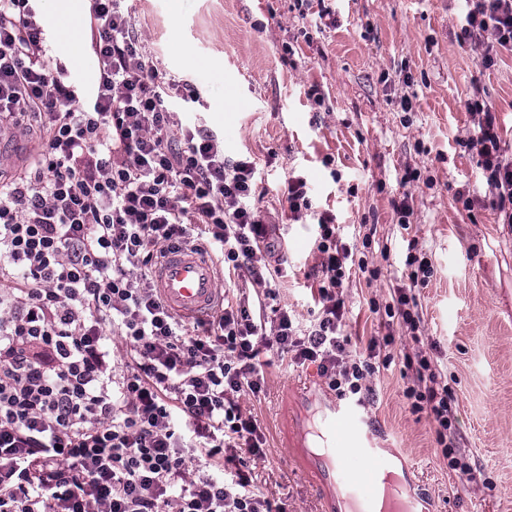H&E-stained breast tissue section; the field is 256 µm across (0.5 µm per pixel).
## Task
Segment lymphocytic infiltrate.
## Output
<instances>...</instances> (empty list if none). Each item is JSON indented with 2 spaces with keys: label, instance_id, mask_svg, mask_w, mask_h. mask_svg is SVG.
I'll return each mask as SVG.
<instances>
[{
  "label": "lymphocytic infiltrate",
  "instance_id": "obj_1",
  "mask_svg": "<svg viewBox=\"0 0 512 512\" xmlns=\"http://www.w3.org/2000/svg\"><path fill=\"white\" fill-rule=\"evenodd\" d=\"M37 0H0V131L37 118L33 156L0 182V512H273L251 464L266 438L238 397L264 384L276 345L317 364L339 398L374 374L391 337L351 358L339 290L352 251L329 214L315 246L322 315L299 333L287 309L221 304L203 333L160 296L153 269L200 241L269 291L267 228L250 200L256 166L168 108L177 85L147 50L124 0H94L86 25L99 64L91 107L77 105L48 56ZM457 37L482 68L512 51V0H466ZM465 108L492 205L512 224V157L480 90ZM131 360L117 367L113 336ZM411 407L446 442L451 394L428 359L405 357Z\"/></svg>",
  "mask_w": 512,
  "mask_h": 512
}]
</instances>
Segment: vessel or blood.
<instances>
[{
	"label": "vessel or blood",
	"instance_id": "1",
	"mask_svg": "<svg viewBox=\"0 0 512 512\" xmlns=\"http://www.w3.org/2000/svg\"><path fill=\"white\" fill-rule=\"evenodd\" d=\"M154 279L166 304L187 320L207 316L222 300L214 263L196 251H168L157 265ZM292 393L301 404L318 407L317 419L292 413L286 417V426L291 447H304L306 438L312 436L324 443V453L303 459L324 488L322 512H336V497L340 494L345 495L350 512H376L374 479L365 478L351 465L356 458H380L367 419L353 403L318 400L310 382H299Z\"/></svg>",
	"mask_w": 512,
	"mask_h": 512
}]
</instances>
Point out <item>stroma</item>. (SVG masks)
<instances>
[{
  "label": "stroma",
  "instance_id": "1",
  "mask_svg": "<svg viewBox=\"0 0 512 512\" xmlns=\"http://www.w3.org/2000/svg\"><path fill=\"white\" fill-rule=\"evenodd\" d=\"M147 48L172 78L186 84V124L235 133L227 158L246 155L258 171L252 204L284 268L277 303L300 327L319 313L320 213L335 216L343 242L364 261L343 283L344 334L356 350L371 337H393L394 361L368 377L361 410L383 454L400 464L421 512H512V224L501 223L485 195L479 156L469 143L463 102L480 85L512 155V53L489 70L457 39L461 0H334L336 22L316 28L296 0H130ZM49 54L80 106L92 103L99 70L84 45L70 46L45 19ZM411 98L403 111L402 98ZM411 182H404L406 173ZM306 178L312 208L293 220L284 195L289 176ZM408 197L414 214L402 229L391 201ZM431 263L413 294L420 323L410 329L384 310L405 274L408 243ZM427 357L453 398L448 433L454 454L471 468L448 467L428 412H412L404 355ZM264 390L242 394L244 414L267 438V456L252 478L286 512H319V495L280 440L279 418L290 383L315 378L268 349Z\"/></svg>",
  "mask_w": 512,
  "mask_h": 512
}]
</instances>
